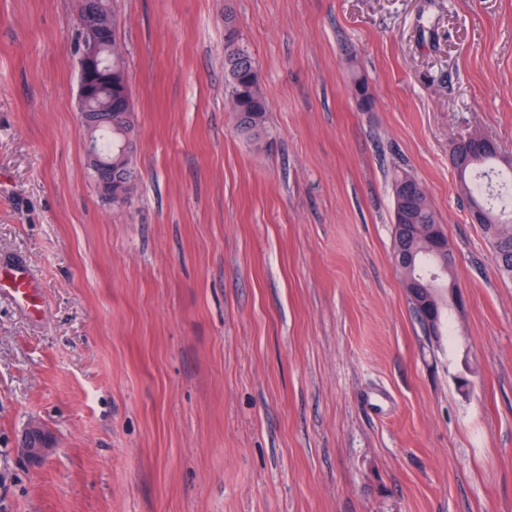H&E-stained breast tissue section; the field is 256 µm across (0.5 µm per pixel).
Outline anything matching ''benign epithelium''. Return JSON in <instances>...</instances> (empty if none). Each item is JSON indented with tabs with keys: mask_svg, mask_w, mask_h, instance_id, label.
I'll return each instance as SVG.
<instances>
[{
	"mask_svg": "<svg viewBox=\"0 0 512 512\" xmlns=\"http://www.w3.org/2000/svg\"><path fill=\"white\" fill-rule=\"evenodd\" d=\"M96 12L94 0H81L79 4L77 27L80 32L79 48L77 51V66L80 74L78 105L80 110V126L86 133L101 124H112V112H90L88 103L95 96L100 80V51L102 44L103 23L101 19L92 17ZM133 143L126 142L120 150V158L114 162H106L100 157L93 140L84 139V150L89 170L97 177L98 185L106 200L122 198L130 190L135 181L126 173L122 157L130 153ZM398 236L402 240L395 254V262L401 267L420 265V274L411 289V297L421 314L419 321L423 331L428 336L439 334L438 320L433 313L431 299L433 291L427 286L429 281H444L451 259L448 251H442L438 262L418 263V258L407 246L408 226L398 225ZM21 454L32 462L42 460L48 453V442L45 432L38 426H32L26 433Z\"/></svg>",
	"mask_w": 512,
	"mask_h": 512,
	"instance_id": "benign-epithelium-1",
	"label": "benign epithelium"
}]
</instances>
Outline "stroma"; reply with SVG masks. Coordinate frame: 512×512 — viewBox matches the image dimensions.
I'll list each match as a JSON object with an SVG mask.
<instances>
[{
	"instance_id": "35a3bbf8",
	"label": "stroma",
	"mask_w": 512,
	"mask_h": 512,
	"mask_svg": "<svg viewBox=\"0 0 512 512\" xmlns=\"http://www.w3.org/2000/svg\"><path fill=\"white\" fill-rule=\"evenodd\" d=\"M109 3L122 208L86 166L78 0H0V263L41 306L0 290V512H512V280L450 157L474 134L512 157V0ZM228 5L261 144L227 103ZM401 171L465 299L439 342L393 261ZM98 5V12L106 17L109 18L111 23L110 33L107 41L104 43L106 45L112 44V54L110 52H107L106 56L112 55V63L114 62L115 66L123 69V58H122V51L120 49V46L116 39V32H115V25L112 18V13L109 7V1L108 0H98L96 1ZM125 73V71H124ZM126 76V73H125ZM21 454L32 462L42 460L48 453V442L45 432L38 426H31L26 433Z\"/></svg>"
}]
</instances>
